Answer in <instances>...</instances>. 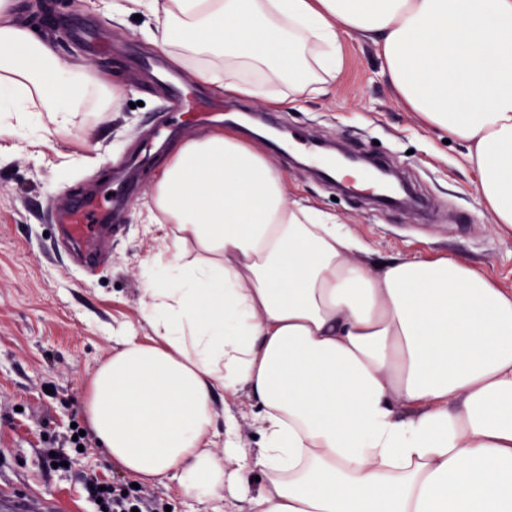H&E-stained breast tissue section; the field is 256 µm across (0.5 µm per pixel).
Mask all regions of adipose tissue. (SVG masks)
Segmentation results:
<instances>
[{
    "mask_svg": "<svg viewBox=\"0 0 512 512\" xmlns=\"http://www.w3.org/2000/svg\"><path fill=\"white\" fill-rule=\"evenodd\" d=\"M204 83L280 107L335 80L345 38L378 41L384 75L466 146L512 237V0H114ZM120 85L61 63L0 0V138L108 112ZM153 343L117 337L87 415L134 478L178 481L224 512H512V288L450 257L353 261L336 215L288 203L280 170L214 131L173 151L146 205ZM258 424L241 446L216 391ZM236 461L227 470L226 461ZM214 405L218 419L216 428L212 432V443L209 449L220 457L224 454V393L222 391L216 393Z\"/></svg>",
    "mask_w": 512,
    "mask_h": 512,
    "instance_id": "ef3b65f1",
    "label": "adipose tissue"
}]
</instances>
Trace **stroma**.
Instances as JSON below:
<instances>
[{
    "mask_svg": "<svg viewBox=\"0 0 512 512\" xmlns=\"http://www.w3.org/2000/svg\"><path fill=\"white\" fill-rule=\"evenodd\" d=\"M57 17L96 35L91 48L44 25L60 62L116 73L124 93L113 111L80 115L68 130L0 139V488L61 500L66 512H96L84 475L123 482L128 476L97 444L78 455L63 436L72 421L86 422L90 384L115 350L114 336L152 334L142 310L143 272L165 242L159 226L142 224L141 214L173 148L212 127L179 119L163 144L145 155L141 169L128 168L165 109L163 94L135 62L137 55L153 51L145 38L153 20L102 10L98 0H66ZM343 54L345 65L335 82L281 109L197 83L183 70L180 88L189 94L184 107L223 110L225 128L250 135L255 148L284 172L289 200L350 225L369 247L361 262L443 255L512 287V238L502 237L492 223L466 148L445 142L406 107L381 72L372 38L345 39ZM319 141L384 158L428 201V211L380 207L364 190L337 192L297 159ZM97 187L120 195L121 231L107 264L86 271L53 216ZM48 437L55 438L60 454L71 457L70 468L44 461Z\"/></svg>",
    "mask_w": 512,
    "mask_h": 512,
    "instance_id": "stroma-1",
    "label": "stroma"
}]
</instances>
